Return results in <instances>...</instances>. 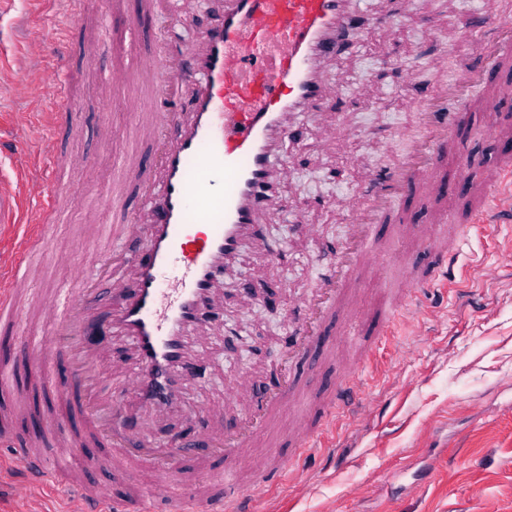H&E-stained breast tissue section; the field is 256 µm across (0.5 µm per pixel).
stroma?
I'll use <instances>...</instances> for the list:
<instances>
[{
    "label": "stroma",
    "instance_id": "obj_1",
    "mask_svg": "<svg viewBox=\"0 0 512 512\" xmlns=\"http://www.w3.org/2000/svg\"><path fill=\"white\" fill-rule=\"evenodd\" d=\"M484 7L485 0H419L391 32L366 34L331 67L338 100L302 117L306 140L291 151L281 206L267 226L284 250L272 260L251 251L242 259L256 281L282 284L280 310L257 317L249 305L231 302L226 323L237 333L202 340L206 374L190 387V399L241 407L244 397L232 393L236 379L282 371L289 324L306 319L303 300L335 262L365 176L406 154L420 126V95L442 94L467 62L473 47L460 22ZM12 13L25 25L0 28V119L7 123L36 105L50 109L43 74L57 54L53 30L66 20L37 0H15ZM169 20L143 12L140 0H85L64 62L79 110L56 140L68 158V199L48 243L56 260L33 277L29 299L81 287L74 259L94 253L96 229L115 223L108 201L133 116L126 88L110 74L151 53L154 32ZM26 35L41 36V60L26 58ZM20 83L26 94L17 92ZM338 125L346 136L327 138ZM304 225L310 233H301ZM457 233L464 245L447 280L422 292L411 305L414 324L394 322L392 335L355 369L358 405L336 414L320 447L299 457L279 428L257 439L287 464L275 485L243 478L258 512H512V224H462ZM427 262L422 245L385 239L352 284L363 307L360 335L373 339L388 281Z\"/></svg>",
    "mask_w": 512,
    "mask_h": 512
}]
</instances>
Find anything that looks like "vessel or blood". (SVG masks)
<instances>
[{"label":"vessel or blood","mask_w":512,"mask_h":512,"mask_svg":"<svg viewBox=\"0 0 512 512\" xmlns=\"http://www.w3.org/2000/svg\"><path fill=\"white\" fill-rule=\"evenodd\" d=\"M393 20L390 13L357 12L354 0H221L214 22L192 44L169 41L163 53L138 60L135 72L146 89L133 91L128 107L136 117V141L150 143L155 153L147 162L134 153L123 161L122 181L110 200L122 220L101 227L103 246L96 254L102 260L112 241L130 243L122 254L129 275L113 280L99 317L84 314L89 288L44 296L41 307L55 321L53 332L25 338L15 357L0 361L1 383L14 381L16 361L39 364L42 388L58 402L55 419L38 418L25 437L12 480L15 497L27 500L32 486L50 481L76 490L79 512H103L108 500L129 512L134 495L118 497L111 485L78 481L83 462L76 451L91 447L111 475L147 471L154 488L178 484L183 501L173 504V512L188 504L204 512H252L237 466L253 455L257 437L286 421L300 445L311 447L321 422L300 407L317 390L297 376L244 381L253 401L227 420L209 406L192 410L188 390L203 373L195 340L224 329L220 285L245 245L268 260L282 249L260 226L274 211L276 178L288 169L280 148L302 135L298 114L337 98L326 63L368 29L390 28ZM461 29L473 42L470 66L453 90L424 102L412 152L393 167L373 170L350 210L344 251L321 274L309 300L311 321L286 342L291 359L303 360L317 348L335 355L324 327L337 313H350L348 288L380 249V225L423 238L433 256L427 268L411 270L386 289L387 318L400 316L456 258L457 235L407 219L392 202L408 194L426 197L435 201L440 223H457V213L446 207L443 162L459 154L460 133L512 141L511 128L473 122L474 111L495 115L512 102V80L506 78L512 73V18L490 2L463 18ZM45 80L53 86L51 120L26 127L49 137L76 105L68 81L52 74ZM12 164L19 191L0 187V323L16 327L30 259H54L45 243L65 190L53 145ZM133 196L139 200L135 208L128 204ZM466 198L467 223L512 217V150L483 169L480 186ZM238 291L264 306L278 304L273 286L261 290L243 279ZM117 341L124 344L125 363L113 364L110 392H93L89 384L99 366L111 362ZM63 351L71 374L64 387L52 363Z\"/></svg>","instance_id":"1"}]
</instances>
